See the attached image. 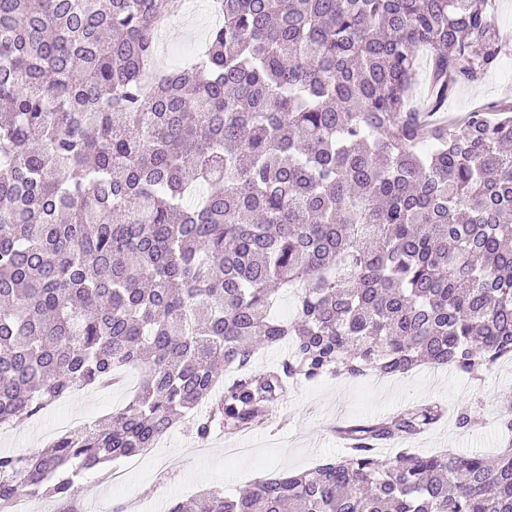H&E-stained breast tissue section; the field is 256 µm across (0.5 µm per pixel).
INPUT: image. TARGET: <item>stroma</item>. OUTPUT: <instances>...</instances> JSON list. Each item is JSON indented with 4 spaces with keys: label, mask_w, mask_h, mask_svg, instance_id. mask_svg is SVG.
Wrapping results in <instances>:
<instances>
[{
    "label": "stroma",
    "mask_w": 512,
    "mask_h": 512,
    "mask_svg": "<svg viewBox=\"0 0 512 512\" xmlns=\"http://www.w3.org/2000/svg\"><path fill=\"white\" fill-rule=\"evenodd\" d=\"M494 24L503 45L499 68L481 80L462 84L448 97V109L464 118L474 102L512 100V0H493ZM210 22L205 13L174 22L167 31L164 65L174 68L206 40ZM138 374H129L123 387L79 391L66 402L52 406L32 419L0 433V452H23L44 448L49 431L63 417L80 416L89 421L125 406L137 386ZM512 396V361L484 371L479 379L461 375L449 367L421 366L403 377L322 378L291 385L275 414L262 428L244 435L253 454L229 459L225 440L212 435L198 441L191 429H172L164 447L142 457L123 487H113L107 472L93 470L99 482L100 503L105 508L123 504L128 512H156L157 499L165 503L186 502L213 487L225 493L242 491L271 473H294L313 469L321 461L344 456L336 430L349 424H367L406 406L438 401L450 414L425 431L413 446L423 454L446 448L495 455L505 442L500 426L501 402ZM471 406L478 422L471 429L458 428L453 416L462 406Z\"/></svg>",
    "instance_id": "stroma-1"
}]
</instances>
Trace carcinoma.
Segmentation results:
<instances>
[{
	"instance_id": "obj_1",
	"label": "carcinoma",
	"mask_w": 512,
	"mask_h": 512,
	"mask_svg": "<svg viewBox=\"0 0 512 512\" xmlns=\"http://www.w3.org/2000/svg\"><path fill=\"white\" fill-rule=\"evenodd\" d=\"M211 2L205 47L159 69L180 0H0V424L141 374L112 416L0 453V512L20 494L83 512L76 480L190 414L205 441L293 383L512 357V102L460 126L413 103L423 50L431 111L495 69L489 0ZM446 415L347 427L343 457L168 512H512V441L409 448Z\"/></svg>"
}]
</instances>
